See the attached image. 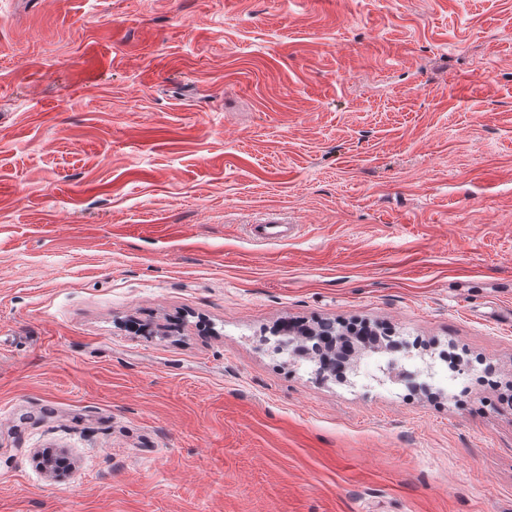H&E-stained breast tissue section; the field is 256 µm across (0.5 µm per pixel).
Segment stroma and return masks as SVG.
Wrapping results in <instances>:
<instances>
[{
    "label": "stroma",
    "mask_w": 512,
    "mask_h": 512,
    "mask_svg": "<svg viewBox=\"0 0 512 512\" xmlns=\"http://www.w3.org/2000/svg\"><path fill=\"white\" fill-rule=\"evenodd\" d=\"M0 512H512V0H0ZM294 224H288V221L278 219H268L260 224H253L251 227L255 237L262 240H277L288 236Z\"/></svg>",
    "instance_id": "35a3bbf8"
}]
</instances>
